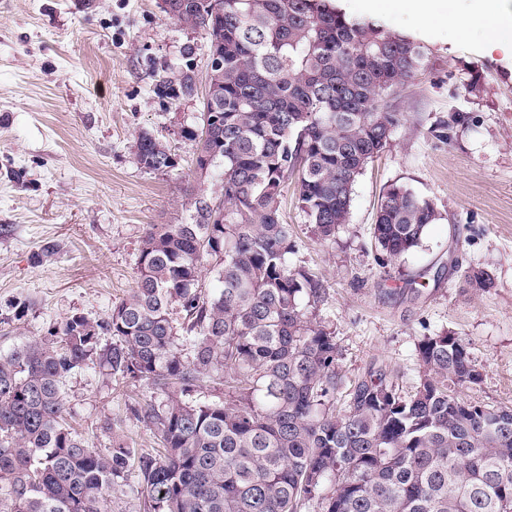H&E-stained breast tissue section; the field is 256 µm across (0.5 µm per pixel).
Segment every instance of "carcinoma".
I'll return each instance as SVG.
<instances>
[{"instance_id":"cac0c4a2","label":"carcinoma","mask_w":512,"mask_h":512,"mask_svg":"<svg viewBox=\"0 0 512 512\" xmlns=\"http://www.w3.org/2000/svg\"><path fill=\"white\" fill-rule=\"evenodd\" d=\"M164 14L222 53L201 113L209 135L183 131L223 166L221 193L196 198L189 223L148 225L136 287L107 319L74 315L54 338L0 355V512H112L132 470L148 512H512V407L462 396L482 380L465 340L423 337L411 391L377 363L346 385L336 336L316 320L323 282L288 263V177L318 237L334 239L359 176L405 122L392 99L429 69L425 47L329 0H170ZM175 90L194 93L191 62L160 87ZM464 121L454 110L428 133L446 143ZM136 154L148 171L174 168L147 133ZM441 218L388 185L377 260L410 253ZM460 287L493 279L469 266ZM96 359L166 392L135 410L159 447L103 452L71 425L63 381ZM208 380L224 382V398L203 394Z\"/></svg>"}]
</instances>
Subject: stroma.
Wrapping results in <instances>:
<instances>
[{
  "mask_svg": "<svg viewBox=\"0 0 512 512\" xmlns=\"http://www.w3.org/2000/svg\"><path fill=\"white\" fill-rule=\"evenodd\" d=\"M347 16L404 32L430 52L427 73L397 94L407 122L358 178L350 218L321 241L286 183L281 209L296 230L293 267L322 279L318 318L334 330L344 380L386 363L404 389L417 382L416 346L427 335L462 336L482 380L467 398L512 405V50L481 28L467 38L400 9L332 0ZM192 60L196 90L158 97ZM478 68L486 88L469 100L461 83ZM210 59L201 31L164 16L158 0H0V354L44 339L73 315L106 318L137 280L151 224L187 223L195 196L217 195L221 171L199 178L183 130L199 128ZM465 111L448 142L428 127ZM171 149L168 172L144 169L140 133ZM432 200L443 218L420 246L382 265L370 227L385 187ZM484 268L494 286L465 293L460 269ZM66 406L94 447H154L134 410L165 400L142 381L99 364L65 380Z\"/></svg>",
  "mask_w": 512,
  "mask_h": 512,
  "instance_id": "35a3bbf8",
  "label": "stroma"
}]
</instances>
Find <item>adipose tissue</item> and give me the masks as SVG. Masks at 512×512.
I'll return each mask as SVG.
<instances>
[{
	"label": "adipose tissue",
	"mask_w": 512,
	"mask_h": 512,
	"mask_svg": "<svg viewBox=\"0 0 512 512\" xmlns=\"http://www.w3.org/2000/svg\"><path fill=\"white\" fill-rule=\"evenodd\" d=\"M375 10L392 4L415 14L428 26H446L459 36H466L473 26H480L488 42L512 46V0H471L470 12H462L459 0H372Z\"/></svg>",
	"instance_id": "1"
}]
</instances>
